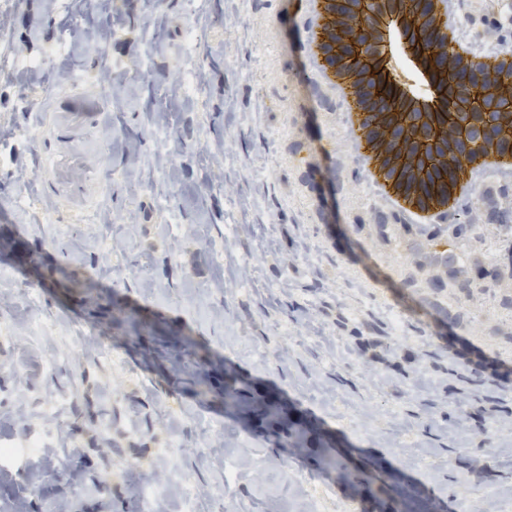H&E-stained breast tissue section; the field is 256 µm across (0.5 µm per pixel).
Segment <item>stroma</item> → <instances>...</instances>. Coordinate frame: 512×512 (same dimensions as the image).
Returning a JSON list of instances; mask_svg holds the SVG:
<instances>
[{
	"instance_id": "stroma-1",
	"label": "stroma",
	"mask_w": 512,
	"mask_h": 512,
	"mask_svg": "<svg viewBox=\"0 0 512 512\" xmlns=\"http://www.w3.org/2000/svg\"><path fill=\"white\" fill-rule=\"evenodd\" d=\"M500 2L450 0L477 56L512 53ZM315 22L308 0H12L0 13V443L15 451L0 512H142L145 485L153 512H388L317 448L225 417L228 372L436 512L512 506V433L495 429L512 420V277L433 292L447 268L379 204L342 134L346 103L310 67ZM61 37L67 54L47 58ZM473 180L456 218L512 206V168ZM58 211L69 230L44 222ZM131 313L140 333L121 325ZM476 356L508 374L459 381L456 360Z\"/></svg>"
}]
</instances>
